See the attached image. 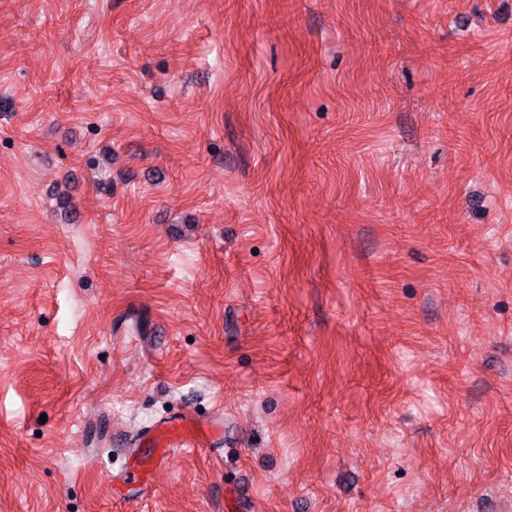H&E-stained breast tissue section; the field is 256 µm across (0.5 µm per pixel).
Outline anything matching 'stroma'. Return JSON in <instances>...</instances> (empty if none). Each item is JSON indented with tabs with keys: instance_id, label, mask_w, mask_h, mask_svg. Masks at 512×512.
<instances>
[{
	"instance_id": "stroma-1",
	"label": "stroma",
	"mask_w": 512,
	"mask_h": 512,
	"mask_svg": "<svg viewBox=\"0 0 512 512\" xmlns=\"http://www.w3.org/2000/svg\"><path fill=\"white\" fill-rule=\"evenodd\" d=\"M0 512H512V0H0ZM222 413L202 417L192 407H185L174 419H161L142 432L136 444L152 448L143 470L127 473L123 481L136 485L142 495L152 489V474L165 466L170 454L180 448H220L224 443Z\"/></svg>"
}]
</instances>
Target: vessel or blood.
<instances>
[{"mask_svg": "<svg viewBox=\"0 0 512 512\" xmlns=\"http://www.w3.org/2000/svg\"><path fill=\"white\" fill-rule=\"evenodd\" d=\"M140 444L150 448L143 470L127 473L124 481L138 486L143 494H150L152 475L165 466L170 454L180 448H217L224 442V421L220 413L200 416L187 407L172 419H162L142 432Z\"/></svg>", "mask_w": 512, "mask_h": 512, "instance_id": "obj_1", "label": "vessel or blood"}]
</instances>
